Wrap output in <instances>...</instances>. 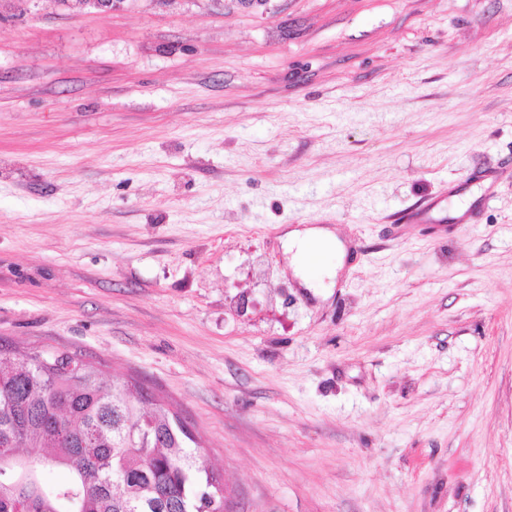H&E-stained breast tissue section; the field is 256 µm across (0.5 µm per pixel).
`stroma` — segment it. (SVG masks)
I'll return each instance as SVG.
<instances>
[{
	"label": "stroma",
	"mask_w": 512,
	"mask_h": 512,
	"mask_svg": "<svg viewBox=\"0 0 512 512\" xmlns=\"http://www.w3.org/2000/svg\"><path fill=\"white\" fill-rule=\"evenodd\" d=\"M1 341L149 389L224 512H512V0H0ZM314 246L319 247L324 253H337L339 261L343 256L342 244L329 230L318 228L292 230L286 236V248L291 254V266L296 276L303 280L307 288H332L337 276V264L324 266L315 274H312L307 266V254ZM323 277L329 279L328 284L323 282Z\"/></svg>",
	"instance_id": "stroma-1"
}]
</instances>
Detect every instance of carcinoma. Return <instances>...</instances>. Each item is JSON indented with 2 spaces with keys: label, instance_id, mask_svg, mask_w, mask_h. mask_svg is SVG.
<instances>
[{
  "label": "carcinoma",
  "instance_id": "cac0c4a2",
  "mask_svg": "<svg viewBox=\"0 0 512 512\" xmlns=\"http://www.w3.org/2000/svg\"><path fill=\"white\" fill-rule=\"evenodd\" d=\"M77 354L0 345V512H224V480L198 463L182 420L136 382ZM65 468L54 482L48 473Z\"/></svg>",
  "mask_w": 512,
  "mask_h": 512
}]
</instances>
